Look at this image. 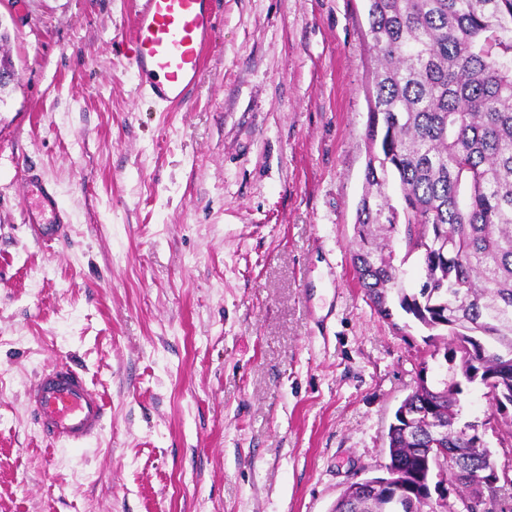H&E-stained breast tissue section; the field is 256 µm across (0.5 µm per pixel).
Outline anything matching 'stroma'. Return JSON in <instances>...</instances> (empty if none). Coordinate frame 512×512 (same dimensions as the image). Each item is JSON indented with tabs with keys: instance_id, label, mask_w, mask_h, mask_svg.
Returning <instances> with one entry per match:
<instances>
[{
	"instance_id": "35a3bbf8",
	"label": "stroma",
	"mask_w": 512,
	"mask_h": 512,
	"mask_svg": "<svg viewBox=\"0 0 512 512\" xmlns=\"http://www.w3.org/2000/svg\"><path fill=\"white\" fill-rule=\"evenodd\" d=\"M132 0H0V512H331L384 475L427 330L351 263L368 146L364 0H219L181 109L138 97ZM39 169L70 224L23 222ZM84 370L103 431L53 445L25 392Z\"/></svg>"
}]
</instances>
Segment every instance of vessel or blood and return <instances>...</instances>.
<instances>
[{
	"label": "vessel or blood",
	"mask_w": 512,
	"mask_h": 512,
	"mask_svg": "<svg viewBox=\"0 0 512 512\" xmlns=\"http://www.w3.org/2000/svg\"><path fill=\"white\" fill-rule=\"evenodd\" d=\"M216 0H137L128 37V63L138 92L159 105H183L195 87L203 54L215 25ZM23 215L34 238L43 244L65 233V213L40 175L24 168ZM28 402L42 434L69 445H82L101 433L105 404L85 376L73 368L45 372L30 389Z\"/></svg>",
	"instance_id": "1"
}]
</instances>
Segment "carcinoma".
Instances as JSON below:
<instances>
[{"mask_svg": "<svg viewBox=\"0 0 512 512\" xmlns=\"http://www.w3.org/2000/svg\"><path fill=\"white\" fill-rule=\"evenodd\" d=\"M367 16L376 66L351 262L377 314L397 302L459 371L437 386L418 376L389 424L388 485L335 510L477 512L512 487L464 475L494 452L461 423L463 385L495 389L509 412L496 408L494 433L512 448V0H367ZM413 255L425 281L411 292ZM438 448L460 461L455 503L427 500Z\"/></svg>", "mask_w": 512, "mask_h": 512, "instance_id": "cac0c4a2", "label": "carcinoma"}]
</instances>
